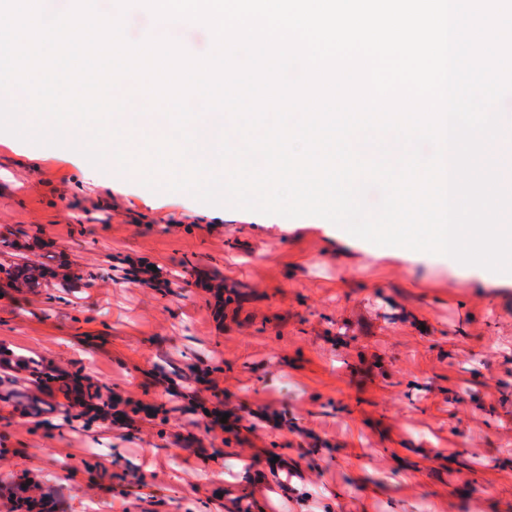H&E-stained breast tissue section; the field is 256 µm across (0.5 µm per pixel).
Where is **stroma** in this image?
<instances>
[{"instance_id":"stroma-1","label":"stroma","mask_w":512,"mask_h":512,"mask_svg":"<svg viewBox=\"0 0 512 512\" xmlns=\"http://www.w3.org/2000/svg\"><path fill=\"white\" fill-rule=\"evenodd\" d=\"M0 232V266L52 270L32 289L0 273V393L33 357L131 419L0 400V512L22 481L50 512H512L511 283L319 217L91 185L72 149L6 133ZM223 406L245 417L212 429Z\"/></svg>"}]
</instances>
